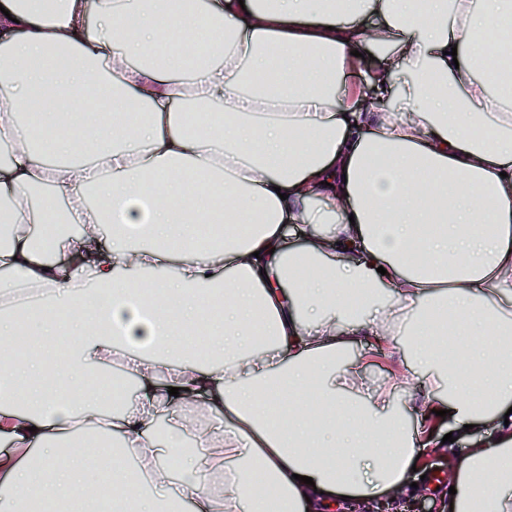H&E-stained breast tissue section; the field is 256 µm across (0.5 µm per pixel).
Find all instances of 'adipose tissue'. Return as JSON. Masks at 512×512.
Listing matches in <instances>:
<instances>
[{
    "instance_id": "1",
    "label": "adipose tissue",
    "mask_w": 512,
    "mask_h": 512,
    "mask_svg": "<svg viewBox=\"0 0 512 512\" xmlns=\"http://www.w3.org/2000/svg\"><path fill=\"white\" fill-rule=\"evenodd\" d=\"M2 143L0 345L31 350L0 368V512L373 500L440 447V410L487 436L452 512H512V0H0ZM73 222L112 227L87 290L49 260L83 240L33 232ZM125 353L142 397L114 412L96 372Z\"/></svg>"
}]
</instances>
